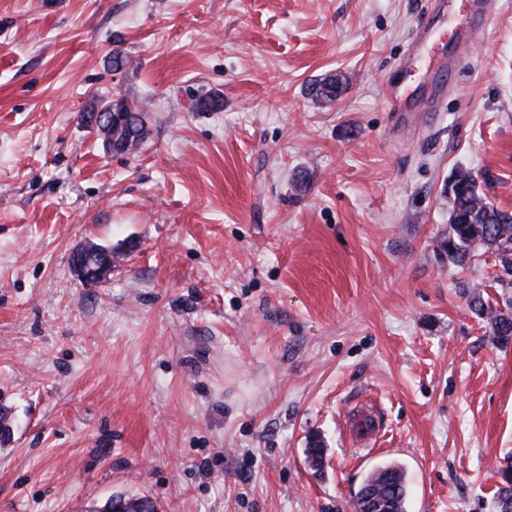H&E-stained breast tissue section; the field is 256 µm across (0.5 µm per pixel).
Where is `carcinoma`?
<instances>
[{
    "label": "carcinoma",
    "instance_id": "obj_1",
    "mask_svg": "<svg viewBox=\"0 0 512 512\" xmlns=\"http://www.w3.org/2000/svg\"><path fill=\"white\" fill-rule=\"evenodd\" d=\"M106 146L121 153L136 150L148 134L146 114L138 112L128 122L110 127L99 126ZM450 200L448 239L443 248L448 261L463 267L476 257L475 251L484 248L494 253L507 276H512V213L488 202L479 187L477 177L470 171H460L448 184ZM471 309L480 317L490 319L492 336L499 341L512 338V313L493 310L481 298L471 300ZM502 487L498 493L499 512H512V464L501 472ZM370 496L372 512H405L406 486L403 469L395 464L383 466L368 476L355 494L356 510L364 505V495ZM113 506L123 512H156L147 497L114 496Z\"/></svg>",
    "mask_w": 512,
    "mask_h": 512
}]
</instances>
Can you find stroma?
Listing matches in <instances>:
<instances>
[{
    "label": "stroma",
    "instance_id": "stroma-1",
    "mask_svg": "<svg viewBox=\"0 0 512 512\" xmlns=\"http://www.w3.org/2000/svg\"><path fill=\"white\" fill-rule=\"evenodd\" d=\"M430 3L0 0V512H354L389 462L406 512H496L512 341L469 301L512 311V284L439 246L457 170L512 209V0L453 69L450 20L401 68ZM396 84L438 111H390ZM120 98L129 154L83 119ZM136 115L128 122L112 124V127L97 126L107 147H112L121 153L136 150L148 134L147 117L144 112H134Z\"/></svg>",
    "mask_w": 512,
    "mask_h": 512
}]
</instances>
